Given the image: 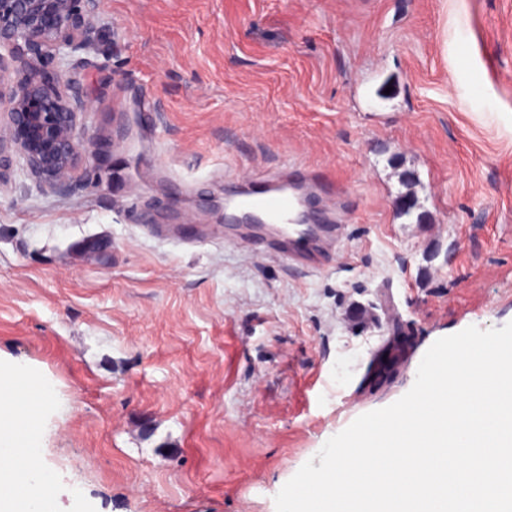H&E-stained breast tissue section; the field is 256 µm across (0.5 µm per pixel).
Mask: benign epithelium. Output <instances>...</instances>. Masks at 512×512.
<instances>
[{
  "label": "benign epithelium",
  "instance_id": "benign-epithelium-1",
  "mask_svg": "<svg viewBox=\"0 0 512 512\" xmlns=\"http://www.w3.org/2000/svg\"><path fill=\"white\" fill-rule=\"evenodd\" d=\"M97 9L98 0H0V170L17 162L52 192L66 191L89 157L92 140L76 131L92 102L64 72L51 83L44 70L81 46Z\"/></svg>",
  "mask_w": 512,
  "mask_h": 512
}]
</instances>
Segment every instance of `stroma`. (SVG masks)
<instances>
[{
    "mask_svg": "<svg viewBox=\"0 0 512 512\" xmlns=\"http://www.w3.org/2000/svg\"><path fill=\"white\" fill-rule=\"evenodd\" d=\"M63 68L92 156L0 174V357L55 386L62 506L276 512L437 339L512 322V0H100ZM287 162L343 192L338 264L225 242V173Z\"/></svg>",
    "mask_w": 512,
    "mask_h": 512,
    "instance_id": "35a3bbf8",
    "label": "stroma"
}]
</instances>
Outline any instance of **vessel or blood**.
Returning a JSON list of instances; mask_svg holds the SVG:
<instances>
[{"instance_id": "vessel-or-blood-1", "label": "vessel or blood", "mask_w": 512, "mask_h": 512, "mask_svg": "<svg viewBox=\"0 0 512 512\" xmlns=\"http://www.w3.org/2000/svg\"><path fill=\"white\" fill-rule=\"evenodd\" d=\"M233 179L241 183L242 189L229 195L227 207L260 220L256 226L235 225L234 243L308 271H317L338 261V244L344 225L298 221L312 197L334 194L318 171L291 165L265 174L237 173Z\"/></svg>"}]
</instances>
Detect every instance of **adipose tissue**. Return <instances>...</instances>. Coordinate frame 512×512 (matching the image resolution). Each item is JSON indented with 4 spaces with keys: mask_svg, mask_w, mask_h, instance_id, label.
<instances>
[{
    "mask_svg": "<svg viewBox=\"0 0 512 512\" xmlns=\"http://www.w3.org/2000/svg\"><path fill=\"white\" fill-rule=\"evenodd\" d=\"M24 369L0 360V512H57V476L40 468L18 469L14 449L28 448L41 458L44 432L25 412Z\"/></svg>",
    "mask_w": 512,
    "mask_h": 512,
    "instance_id": "ef3b65f1",
    "label": "adipose tissue"
}]
</instances>
